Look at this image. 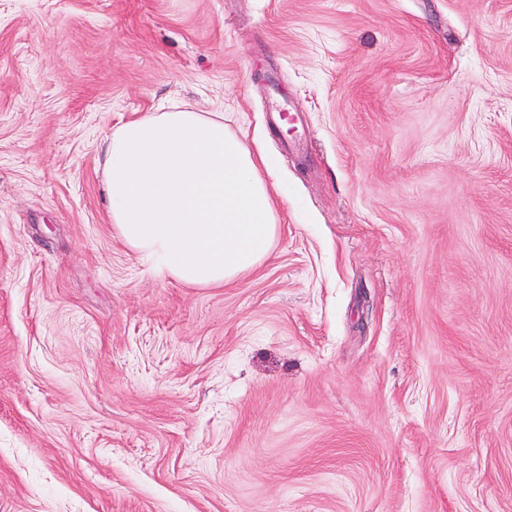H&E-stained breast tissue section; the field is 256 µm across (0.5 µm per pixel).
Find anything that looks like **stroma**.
<instances>
[{
    "label": "stroma",
    "instance_id": "1",
    "mask_svg": "<svg viewBox=\"0 0 512 512\" xmlns=\"http://www.w3.org/2000/svg\"><path fill=\"white\" fill-rule=\"evenodd\" d=\"M171 105L271 162L221 287L106 217ZM0 512H512V0H0Z\"/></svg>",
    "mask_w": 512,
    "mask_h": 512
}]
</instances>
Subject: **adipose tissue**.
Wrapping results in <instances>:
<instances>
[{
    "label": "adipose tissue",
    "mask_w": 512,
    "mask_h": 512,
    "mask_svg": "<svg viewBox=\"0 0 512 512\" xmlns=\"http://www.w3.org/2000/svg\"><path fill=\"white\" fill-rule=\"evenodd\" d=\"M98 164L115 234L176 282L221 286L270 256L280 210L266 157L223 113L173 106L119 123Z\"/></svg>",
    "instance_id": "ef3b65f1"
}]
</instances>
